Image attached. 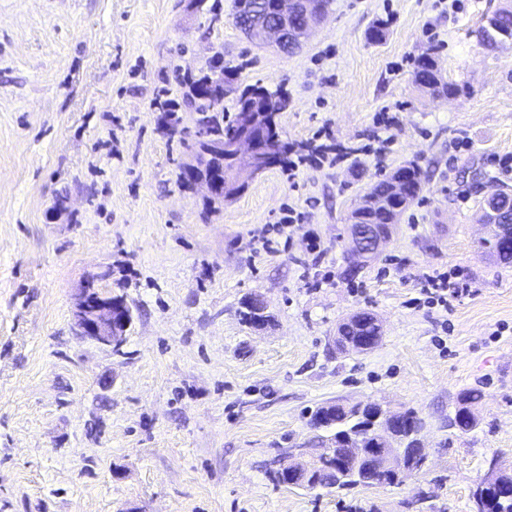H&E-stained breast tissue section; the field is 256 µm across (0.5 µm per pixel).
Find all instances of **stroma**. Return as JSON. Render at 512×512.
<instances>
[{
	"instance_id": "1",
	"label": "stroma",
	"mask_w": 512,
	"mask_h": 512,
	"mask_svg": "<svg viewBox=\"0 0 512 512\" xmlns=\"http://www.w3.org/2000/svg\"><path fill=\"white\" fill-rule=\"evenodd\" d=\"M334 0L295 54L260 49L232 0H0V512H471L491 461L512 470V267L478 245L483 200L512 187V45L479 29L505 0ZM221 24L208 30L210 12ZM383 23L381 43L368 40ZM434 51L458 96L413 82ZM223 54L237 83L283 87V140L341 165L275 166L220 211L180 186L194 131L164 134L156 98ZM406 161L420 198L354 278L347 216ZM69 209H55L59 194ZM303 218L265 254L261 228ZM134 312L122 353L76 334L88 275ZM472 284L451 312L428 275ZM263 299L271 324L239 311ZM382 325L374 349L336 348L350 314ZM479 424L449 428L461 391ZM415 409L427 468L396 487L274 484L334 401Z\"/></svg>"
}]
</instances>
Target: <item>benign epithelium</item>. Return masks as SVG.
I'll use <instances>...</instances> for the list:
<instances>
[{
  "instance_id": "1",
  "label": "benign epithelium",
  "mask_w": 512,
  "mask_h": 512,
  "mask_svg": "<svg viewBox=\"0 0 512 512\" xmlns=\"http://www.w3.org/2000/svg\"><path fill=\"white\" fill-rule=\"evenodd\" d=\"M276 4L277 19L274 21L265 12L256 13L252 8L241 13L240 20L236 21V26L246 34L247 39L258 47L270 46L284 53L288 49V42L296 38L301 42L305 41L313 28L326 17V14L313 9L310 0H276ZM292 14H300L304 18L302 35L299 37L288 27V17ZM264 96L265 92L260 91L250 97V104L238 115L237 132L231 140L200 135L196 150L183 160L184 175L193 178L200 157L224 160L231 154L237 159V177L234 184H229L224 177L197 180V183L207 189L209 195L223 197L231 186L241 191L267 169L266 162L278 147L280 137L267 136L265 116L269 110L259 105V100ZM386 242L387 237L373 225L355 224L349 237V249L356 263L360 264L375 257ZM107 278L108 272L104 270L89 275L83 281L73 304L72 321L79 335L118 352L132 324V310L124 297L112 295L101 288V282ZM366 408L370 409V414L369 424L365 428L386 430V442L381 444L378 452L383 459V465L399 479L411 471L412 463L403 454L391 451L395 447L394 425L398 412L378 409L372 404L366 405ZM342 441L347 456L340 466L358 465L368 449L355 447L357 439L353 435L342 438Z\"/></svg>"
}]
</instances>
